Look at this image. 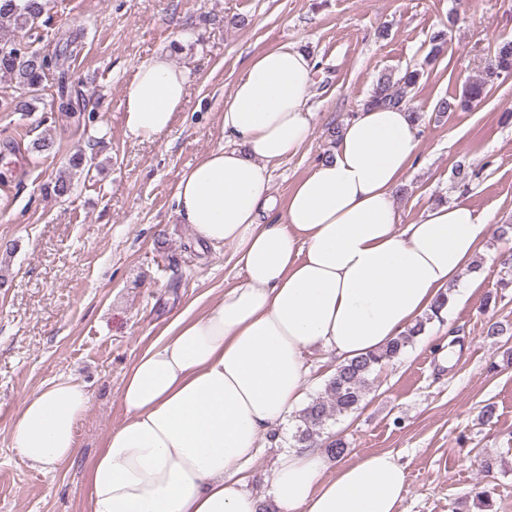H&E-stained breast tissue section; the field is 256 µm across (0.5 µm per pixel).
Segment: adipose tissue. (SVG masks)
<instances>
[{"label":"adipose tissue","instance_id":"1","mask_svg":"<svg viewBox=\"0 0 512 512\" xmlns=\"http://www.w3.org/2000/svg\"><path fill=\"white\" fill-rule=\"evenodd\" d=\"M314 66L288 42L253 55L224 103L225 145L178 180L180 223L199 242L232 245L243 275L203 313L172 321L126 373L125 418L88 469V512H259L265 499L277 512H398L407 477L389 451L349 461L286 449L262 498L238 478L304 398V351L342 362L379 350L430 312L489 229L463 198L401 223L394 193L420 137L400 105L356 112L275 220L272 172L309 138ZM187 83L168 57L140 65L125 94L127 134H166ZM90 403L77 378L52 379L23 401L12 448L55 471L76 455Z\"/></svg>","mask_w":512,"mask_h":512}]
</instances>
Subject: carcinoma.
I'll use <instances>...</instances> for the list:
<instances>
[{
  "instance_id": "obj_1",
  "label": "carcinoma",
  "mask_w": 512,
  "mask_h": 512,
  "mask_svg": "<svg viewBox=\"0 0 512 512\" xmlns=\"http://www.w3.org/2000/svg\"><path fill=\"white\" fill-rule=\"evenodd\" d=\"M47 4L48 0H0V74L14 80L24 91V94L12 98L10 102L15 112L33 111L40 92L51 81L55 82L57 95L61 97L69 87L62 60L73 54V48L78 46L82 34L75 35L52 60L23 41V33L35 28L46 12ZM421 75V70L416 68L405 71L396 80L390 76L379 78L368 104L403 105L411 111L414 120H419V112L407 100V91L418 84ZM510 75L512 42L506 41L496 46L484 68V74L468 81L460 96L443 98L437 103L438 114L444 117L452 112L472 108L486 97L490 82ZM93 164L94 157L82 151L74 153L68 160L67 170L61 172L51 186L52 193L60 198L68 195L72 189L73 176L90 172ZM450 300L451 290L448 289L439 294L430 313L417 319L386 347L337 366L326 381L323 393L312 398L298 414L294 443L314 442L330 421L355 412L373 384L375 374L412 345L424 333L428 324L442 320L441 311Z\"/></svg>"
}]
</instances>
